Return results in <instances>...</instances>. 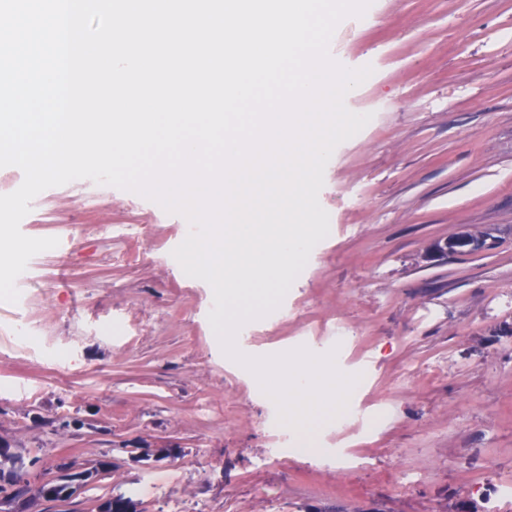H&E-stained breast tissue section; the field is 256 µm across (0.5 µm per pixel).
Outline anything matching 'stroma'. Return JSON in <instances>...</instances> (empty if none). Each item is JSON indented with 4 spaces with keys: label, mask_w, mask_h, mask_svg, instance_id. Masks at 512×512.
I'll use <instances>...</instances> for the list:
<instances>
[{
    "label": "stroma",
    "mask_w": 512,
    "mask_h": 512,
    "mask_svg": "<svg viewBox=\"0 0 512 512\" xmlns=\"http://www.w3.org/2000/svg\"><path fill=\"white\" fill-rule=\"evenodd\" d=\"M330 56L372 74L370 121L333 151L329 234L280 307L239 330L261 357L341 324L381 411L335 447H274L273 400L222 351L213 290L173 257L181 215L87 179L35 197L21 231L58 238L0 301V438L35 460L109 466L35 512H512V0H372ZM467 232L485 249L430 257ZM138 252V261L126 258ZM29 323L26 335L16 333Z\"/></svg>",
    "instance_id": "35a3bbf8"
}]
</instances>
